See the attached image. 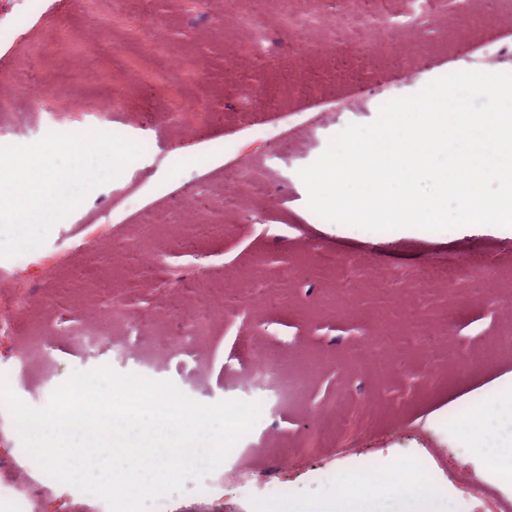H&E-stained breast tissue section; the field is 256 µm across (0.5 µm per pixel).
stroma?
I'll list each match as a JSON object with an SVG mask.
<instances>
[{"instance_id": "1", "label": "stroma", "mask_w": 512, "mask_h": 512, "mask_svg": "<svg viewBox=\"0 0 512 512\" xmlns=\"http://www.w3.org/2000/svg\"><path fill=\"white\" fill-rule=\"evenodd\" d=\"M506 0H472L400 28L349 29L340 0H0V145L95 129L143 144L46 243L0 259L26 269L28 304L0 335V372L40 408L73 371L170 381L193 400L257 402L261 416L170 512H416L407 475L448 488L432 512H476L460 488L480 462L432 422L512 375V237H375L318 223L297 175L384 102L470 70ZM266 23L252 51L246 16ZM206 86L207 97L191 90ZM355 107L329 109L333 96ZM288 130L287 144L276 136ZM335 264L326 265L322 254ZM455 255L492 271L427 282ZM289 387L285 403L266 371ZM387 460L392 494L368 466ZM347 474L358 496L336 501ZM45 479L0 403V505L98 512Z\"/></svg>"}]
</instances>
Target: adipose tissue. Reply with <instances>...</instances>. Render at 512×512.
<instances>
[{
  "label": "adipose tissue",
  "mask_w": 512,
  "mask_h": 512,
  "mask_svg": "<svg viewBox=\"0 0 512 512\" xmlns=\"http://www.w3.org/2000/svg\"><path fill=\"white\" fill-rule=\"evenodd\" d=\"M434 421L476 456L489 459L492 476L512 487V434L506 436L500 430L501 422L512 423V377L436 414Z\"/></svg>",
  "instance_id": "obj_1"
}]
</instances>
